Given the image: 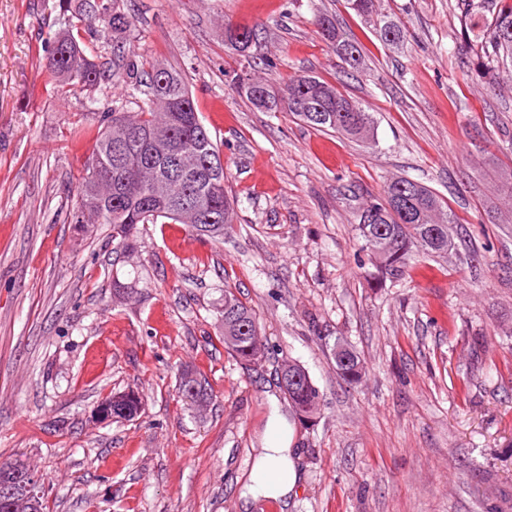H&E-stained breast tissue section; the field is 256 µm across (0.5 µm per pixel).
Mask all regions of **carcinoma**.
I'll return each mask as SVG.
<instances>
[{
	"mask_svg": "<svg viewBox=\"0 0 512 512\" xmlns=\"http://www.w3.org/2000/svg\"><path fill=\"white\" fill-rule=\"evenodd\" d=\"M66 9L80 18L98 24L105 35L113 37L115 58L124 57L122 35L132 25V18L121 10L117 0H71ZM323 37L332 44L343 65L354 69L360 64L361 50L357 43L340 34L333 19L315 17ZM469 30L477 31V46L488 63L512 62V6L500 11L491 23L476 16L469 18ZM227 40L244 51L255 36V29L246 25L225 23ZM48 67L62 84L74 88L96 86L119 79L129 80L133 88H145L148 107L134 116L116 109L106 112V122L99 132L90 161L80 186L82 210L102 224L112 225V240L125 252L135 248L138 225L155 224L160 219L180 222L177 209L181 201L190 199L203 216H216L210 223L202 221L188 228L199 236L220 240L231 227L235 215V199L226 186V176L212 183L200 177L174 181L168 196L156 197L151 184L164 176V164L152 155L148 134L158 124L169 133L172 146L194 154L201 168L221 161V155L210 131L203 124L184 76L174 68L154 64L139 74L135 66L126 64L123 72L108 73L86 53L85 47L70 32L58 33L49 41ZM237 89L249 102L263 112L291 113L299 121L316 130L341 132L353 139L374 138L375 119L360 103L345 96L339 89L314 75H297L277 90L262 80L252 78L238 82ZM129 141L132 149L121 166H116L112 146ZM454 221L445 203L421 183L396 178L383 185L379 197L359 212L357 231L361 250L382 276L398 280L404 274L413 253L419 250L437 256L448 254L453 245ZM224 348L245 362H256L267 350L256 314L235 293L224 289ZM349 362L336 366L337 373L348 383L359 382L364 375L363 364L353 349H348ZM199 387L198 395L211 401L207 383L197 373H182L179 391L188 397L191 384ZM299 422L315 419L320 410L321 395L308 373L291 391L284 392ZM0 512H44L43 497L7 503L0 497Z\"/></svg>",
	"mask_w": 512,
	"mask_h": 512,
	"instance_id": "obj_1",
	"label": "carcinoma"
}]
</instances>
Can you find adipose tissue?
<instances>
[{
  "label": "adipose tissue",
  "mask_w": 512,
  "mask_h": 512,
  "mask_svg": "<svg viewBox=\"0 0 512 512\" xmlns=\"http://www.w3.org/2000/svg\"><path fill=\"white\" fill-rule=\"evenodd\" d=\"M290 442L289 425L280 414H273L267 424L265 443L258 449L249 477L240 488L243 504L260 499L288 502L298 480Z\"/></svg>",
  "instance_id": "ef3b65f1"
}]
</instances>
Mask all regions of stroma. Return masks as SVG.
Returning a JSON list of instances; mask_svg holds the SVG:
<instances>
[{"label":"stroma","mask_w":512,"mask_h":512,"mask_svg":"<svg viewBox=\"0 0 512 512\" xmlns=\"http://www.w3.org/2000/svg\"><path fill=\"white\" fill-rule=\"evenodd\" d=\"M506 0H119L133 19L125 61L185 77L237 199L222 241L143 224L134 253L82 212L78 186L127 85L73 89L47 67L59 0H0V462L29 460L46 512H267L238 490L272 412L291 429L299 472L287 512H512V68L490 75L464 25ZM356 41L340 69L317 14ZM406 39L388 44L379 20ZM257 35L246 51L225 22ZM334 83L376 119L373 140L257 110L240 77ZM406 177L453 217L455 246L413 255L404 278L358 265L360 206ZM256 314L268 356L245 363L220 336L225 289ZM343 340L366 376L349 384ZM320 390L303 427L276 361ZM193 368L213 399L179 393ZM139 391L136 417L96 424L106 396ZM343 344L344 343L340 339L336 340V343L332 349L333 355L336 347ZM346 347L348 349L347 354L349 355V362L344 355V350H341L340 348L336 349V359H340V361H342L344 364L348 362L344 366H339L336 363V370L344 381L348 383H357L363 378L364 375L363 364L361 363V360L356 352L347 345Z\"/></svg>","instance_id":"35a3bbf8"}]
</instances>
